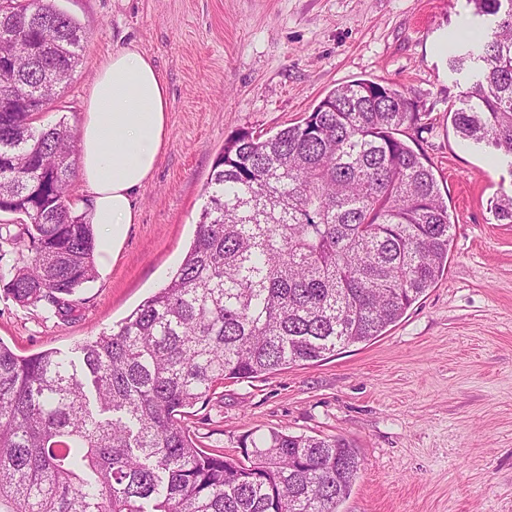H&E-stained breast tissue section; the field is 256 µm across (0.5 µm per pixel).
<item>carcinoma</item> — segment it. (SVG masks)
Masks as SVG:
<instances>
[{"instance_id": "1", "label": "carcinoma", "mask_w": 512, "mask_h": 512, "mask_svg": "<svg viewBox=\"0 0 512 512\" xmlns=\"http://www.w3.org/2000/svg\"><path fill=\"white\" fill-rule=\"evenodd\" d=\"M491 32L449 59L476 80L449 115L464 140L512 158V0H470ZM84 31L55 0H0V212L25 215L30 261L0 283L61 315L94 280V231L68 187L77 138L35 125L69 79ZM42 59L33 65L31 48ZM416 103L360 79L265 139L217 156L194 240L171 280L109 331L20 356L0 341V512H337L361 470L336 437L271 430L244 460L199 449L188 410L254 378L369 342L443 276L453 224L424 154L400 138ZM512 223V195L493 202Z\"/></svg>"}]
</instances>
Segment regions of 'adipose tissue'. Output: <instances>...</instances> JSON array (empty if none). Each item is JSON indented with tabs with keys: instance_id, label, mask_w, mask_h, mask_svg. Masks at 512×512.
I'll list each match as a JSON object with an SVG mask.
<instances>
[{
	"instance_id": "1",
	"label": "adipose tissue",
	"mask_w": 512,
	"mask_h": 512,
	"mask_svg": "<svg viewBox=\"0 0 512 512\" xmlns=\"http://www.w3.org/2000/svg\"><path fill=\"white\" fill-rule=\"evenodd\" d=\"M170 103L153 60L135 45L114 51L96 73L79 133L87 217L99 226L95 256L118 249L138 218V192L167 142Z\"/></svg>"
}]
</instances>
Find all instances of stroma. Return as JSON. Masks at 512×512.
I'll list each match as a JSON object with an SVG mask.
<instances>
[{"mask_svg": "<svg viewBox=\"0 0 512 512\" xmlns=\"http://www.w3.org/2000/svg\"><path fill=\"white\" fill-rule=\"evenodd\" d=\"M85 33L81 60L37 124L79 129L113 51L149 55L170 96L169 139L113 260L61 319L0 290V341L71 353L127 317L179 267L217 155L237 132L269 137L357 79L416 101L426 155L453 224L448 267L382 336L327 359L229 379L184 419L200 448L240 458L269 429L339 436L361 471L338 512H512V164L461 140L448 107L474 82L445 38L488 30L469 0H56Z\"/></svg>", "mask_w": 512, "mask_h": 512, "instance_id": "1", "label": "stroma"}]
</instances>
